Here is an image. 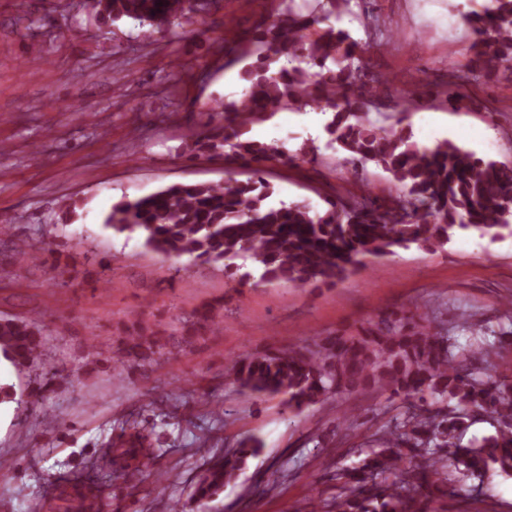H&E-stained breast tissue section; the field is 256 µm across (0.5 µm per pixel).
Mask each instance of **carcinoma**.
I'll list each match as a JSON object with an SVG mask.
<instances>
[{
	"label": "carcinoma",
	"instance_id": "1",
	"mask_svg": "<svg viewBox=\"0 0 512 512\" xmlns=\"http://www.w3.org/2000/svg\"><path fill=\"white\" fill-rule=\"evenodd\" d=\"M96 16L122 18L164 31L190 21L207 0H89ZM359 0H314L288 7L269 23H259L241 49L224 51L225 66L240 70L244 97L214 99L207 111L224 115L221 140L234 160L256 166L244 181L224 184L176 183L155 193L112 205L103 226L116 235L136 236L167 259L221 264L233 280L252 263L258 281L293 288L334 287L368 257L398 249L444 247L460 231L480 235L512 232V164L476 156L445 140L420 148L400 124L380 126L370 110L387 99L408 108L416 89L391 88L369 76L360 42L338 25ZM475 35L470 71L478 77L512 75V0H487L464 17ZM307 107L332 114L326 126L329 146L357 169L373 164L399 190L392 199L367 195L325 199L318 211L304 202L274 203L267 164H292L315 154L303 143L290 151L279 141L246 138L255 124L281 111ZM220 307L206 304L183 317L181 341L188 343L217 322ZM43 332L24 318L0 320V356L17 370L30 367L43 351ZM162 338L139 323L120 349L126 367L145 361ZM491 350L482 344L464 349L454 336L431 330L427 313L416 311L368 324L354 336H327L290 349L248 354L231 361L225 376L257 396H279L289 411L327 401L338 392L376 390L411 402L375 440L379 451L359 467L331 474L336 494L324 512H430L449 495L469 496L443 476L446 462L482 477L493 471L512 475V377H483ZM485 417L495 433L462 444L469 426ZM152 433L133 425L110 446L112 473L135 475L153 452ZM262 443L245 439L208 459L196 475L192 497L200 512H219L211 503Z\"/></svg>",
	"mask_w": 512,
	"mask_h": 512
}]
</instances>
